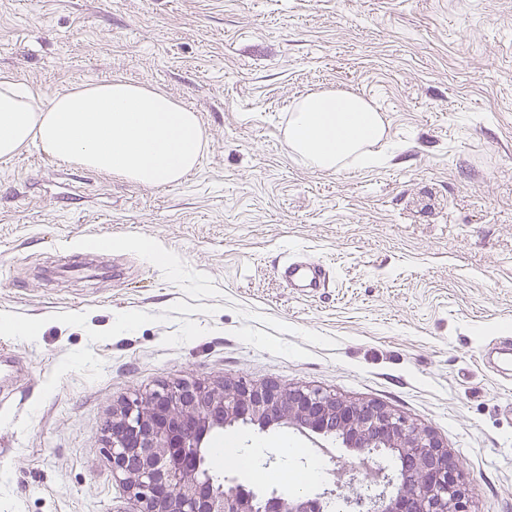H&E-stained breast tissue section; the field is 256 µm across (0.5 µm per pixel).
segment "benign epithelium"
Masks as SVG:
<instances>
[{
  "mask_svg": "<svg viewBox=\"0 0 512 512\" xmlns=\"http://www.w3.org/2000/svg\"><path fill=\"white\" fill-rule=\"evenodd\" d=\"M286 425L318 435L340 432L358 454L388 449L404 461L409 486L348 498L354 512H471L458 461L428 430L375 402H353L308 386L239 380L222 387L182 380L138 392L104 430L112 475L135 512H320L319 497L258 496L240 486L218 489L200 458L215 429Z\"/></svg>",
  "mask_w": 512,
  "mask_h": 512,
  "instance_id": "obj_1",
  "label": "benign epithelium"
}]
</instances>
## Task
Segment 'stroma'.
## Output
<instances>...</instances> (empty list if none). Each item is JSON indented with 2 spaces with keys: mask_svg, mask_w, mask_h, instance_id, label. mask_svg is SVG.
<instances>
[{
  "mask_svg": "<svg viewBox=\"0 0 512 512\" xmlns=\"http://www.w3.org/2000/svg\"><path fill=\"white\" fill-rule=\"evenodd\" d=\"M0 75L51 98L120 78L195 112L183 183L146 188L52 160L0 162V512H134L102 430L177 380L303 384L377 402L460 463L471 512H512V0H0ZM351 91L384 113L390 160L306 166L288 110ZM111 249L98 247L100 239ZM163 254L167 265L155 261ZM307 256L325 287H290ZM252 470L356 455L296 429L208 440Z\"/></svg>",
  "mask_w": 512,
  "mask_h": 512,
  "instance_id": "stroma-1",
  "label": "stroma"
}]
</instances>
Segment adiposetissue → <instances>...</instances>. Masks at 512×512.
I'll return each instance as SVG.
<instances>
[{
  "instance_id": "adipose-tissue-1",
  "label": "adipose tissue",
  "mask_w": 512,
  "mask_h": 512,
  "mask_svg": "<svg viewBox=\"0 0 512 512\" xmlns=\"http://www.w3.org/2000/svg\"><path fill=\"white\" fill-rule=\"evenodd\" d=\"M381 112L361 95L312 91L290 109L291 154L311 168L380 162ZM34 145L53 158L144 187L178 185L197 169L206 141L196 114L164 92L115 78L43 99L0 76V160Z\"/></svg>"
}]
</instances>
